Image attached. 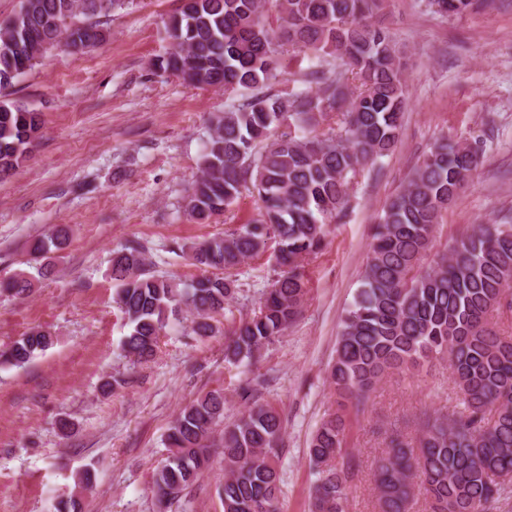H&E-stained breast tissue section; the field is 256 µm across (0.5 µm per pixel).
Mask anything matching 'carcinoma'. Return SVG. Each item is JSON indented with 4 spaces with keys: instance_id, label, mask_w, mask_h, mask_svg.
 <instances>
[{
    "instance_id": "1",
    "label": "carcinoma",
    "mask_w": 512,
    "mask_h": 512,
    "mask_svg": "<svg viewBox=\"0 0 512 512\" xmlns=\"http://www.w3.org/2000/svg\"><path fill=\"white\" fill-rule=\"evenodd\" d=\"M117 0H21L0 24V89L12 85L47 50L84 52L108 33L81 17L105 15ZM440 13L459 15L480 0H442ZM386 0H188L165 29L166 52L153 66L192 87L245 90L247 99L210 118L199 174L187 195L189 216L205 224L225 213L244 190L257 193L256 217L186 247L204 274L190 283L158 276L139 243L112 256L114 302L128 333L124 356L153 358L160 336L181 306L192 333L210 336L216 314L239 290L234 271L273 249L274 277L257 309L224 326L230 363H243L274 343L302 312L304 261L320 252L327 226L348 206V186L360 167L396 148L409 105L404 66L387 28L373 22ZM312 64L298 79H278L287 51ZM332 112L336 128L321 125ZM42 114L21 102L0 103V182L27 161ZM478 139L436 142L386 204L372 234L368 261L344 317L328 373L336 409L312 436L315 476L310 512H345L360 473L348 451L349 415L366 410L377 385L407 375L420 361L447 358L459 392L448 416L422 413L413 441L398 423L384 428L386 448L371 470L379 512H495L512 482V337L499 333L493 313L512 312V224H473L448 252L417 271L431 249L443 210L481 163ZM68 231L33 246L35 258L62 249ZM0 281L13 298L28 296L33 266ZM54 345L32 331L0 351V364L22 367ZM224 420V393L208 392L172 422L165 464L154 475L159 502L175 500L209 466L214 427ZM284 421L270 403L249 406L224 428L223 512H281L278 463Z\"/></svg>"
}]
</instances>
